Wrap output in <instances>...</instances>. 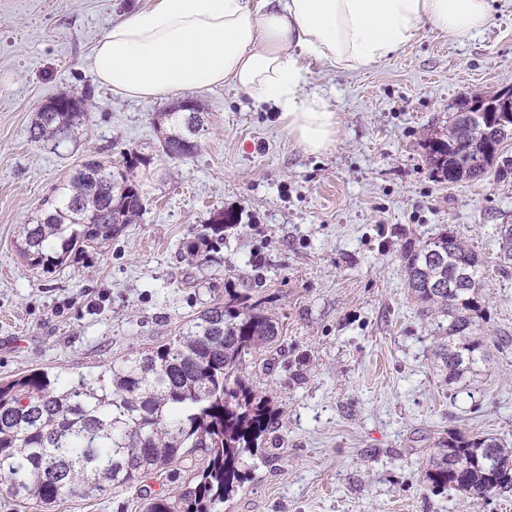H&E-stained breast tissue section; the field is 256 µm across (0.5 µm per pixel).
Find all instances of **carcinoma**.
<instances>
[{
    "label": "carcinoma",
    "mask_w": 512,
    "mask_h": 512,
    "mask_svg": "<svg viewBox=\"0 0 512 512\" xmlns=\"http://www.w3.org/2000/svg\"><path fill=\"white\" fill-rule=\"evenodd\" d=\"M482 138L453 119L448 133L429 138L428 156L439 178L450 183L512 178V159L502 153L512 141V119L505 129L486 124L487 113L465 105ZM88 95L60 96L43 104L29 127L32 142L70 141L88 125ZM156 152L170 160L193 156L205 132L199 105H179L157 115ZM123 163L106 167L86 162L46 197L30 224L21 226L19 251L30 266L45 272L104 244L141 217L144 185L132 170L152 164L138 149L122 152ZM220 224L185 246L196 258L200 246L216 250L224 226L236 217L219 213ZM498 272L512 269V224L495 228ZM402 259L408 288L423 315L438 313L446 342L437 356L448 383L460 382L484 362L476 331L484 320L482 294L486 262L454 232L407 240ZM278 336L264 310L222 305L201 311L175 336L154 348L131 353L108 365L109 380L79 378L60 392L49 375L32 373L0 381V485L14 497L50 505L66 496L95 498L131 486L154 470L198 455L193 484L177 497H156L147 512H224L248 479L247 459L275 413L245 374L248 358ZM434 488L483 496L512 490V452L486 435L448 434L426 470Z\"/></svg>",
    "instance_id": "obj_1"
}]
</instances>
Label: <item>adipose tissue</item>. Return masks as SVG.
<instances>
[{
	"instance_id": "obj_1",
	"label": "adipose tissue",
	"mask_w": 512,
	"mask_h": 512,
	"mask_svg": "<svg viewBox=\"0 0 512 512\" xmlns=\"http://www.w3.org/2000/svg\"><path fill=\"white\" fill-rule=\"evenodd\" d=\"M497 0H154L100 39L93 73L132 98L227 83L274 104L304 151L333 144L339 119L309 92V63L361 71L413 41L421 24L464 42Z\"/></svg>"
}]
</instances>
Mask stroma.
Masks as SVG:
<instances>
[{
	"instance_id": "35a3bbf8",
	"label": "stroma",
	"mask_w": 512,
	"mask_h": 512,
	"mask_svg": "<svg viewBox=\"0 0 512 512\" xmlns=\"http://www.w3.org/2000/svg\"><path fill=\"white\" fill-rule=\"evenodd\" d=\"M153 0H0V380L46 372L66 384L153 346L236 294L280 326L247 374L275 410L260 459L224 512H512V491L435 489L425 477L448 432L512 448V275L490 276L485 364L445 384L433 318L406 283V239L450 229L496 264L494 230L512 224V179L440 180L426 149L464 100L512 90V0L458 42L421 25L369 71L310 65L308 89L339 116L309 154L282 113L224 85L193 93L208 114L197 154L134 169L149 190L137 223L76 262L45 272L19 230L88 159L112 165L153 150L174 98L132 99L99 84L97 40ZM89 94L92 120L58 150L28 139L39 108ZM234 213L209 261L187 256L218 212ZM198 461L95 499L43 509L0 491V512H144L178 494Z\"/></svg>"
}]
</instances>
